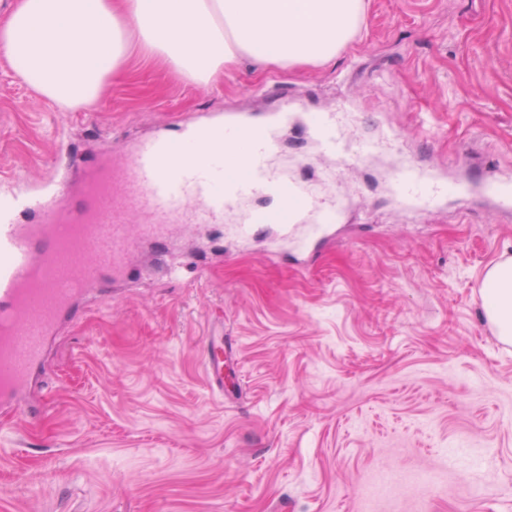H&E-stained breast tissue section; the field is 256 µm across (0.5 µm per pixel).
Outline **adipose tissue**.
Returning a JSON list of instances; mask_svg holds the SVG:
<instances>
[{"label":"adipose tissue","instance_id":"obj_1","mask_svg":"<svg viewBox=\"0 0 512 512\" xmlns=\"http://www.w3.org/2000/svg\"><path fill=\"white\" fill-rule=\"evenodd\" d=\"M364 0H17L0 22V57L61 108L94 106L134 57L207 85L243 60L325 64L354 40ZM484 310L512 341V258L486 273Z\"/></svg>","mask_w":512,"mask_h":512}]
</instances>
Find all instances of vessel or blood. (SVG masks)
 Listing matches in <instances>:
<instances>
[{"mask_svg": "<svg viewBox=\"0 0 512 512\" xmlns=\"http://www.w3.org/2000/svg\"><path fill=\"white\" fill-rule=\"evenodd\" d=\"M296 117L282 104L261 115L228 112L128 147L129 161L87 166L78 194L56 185L52 197L33 194L22 179L0 194V409L17 411L46 344L73 301L88 286L111 279L139 242H160L171 224H220L237 219L248 238L266 227L299 237L303 247L341 223L334 192L338 175L315 188L277 166V131ZM347 112L312 113L305 122L320 152L351 161L373 142L345 141ZM394 196L416 210L440 207L448 196L479 194L512 212V181H448L415 161L392 176ZM273 199L270 207L256 206ZM209 384L224 387V339L209 337L203 353Z\"/></svg>", "mask_w": 512, "mask_h": 512, "instance_id": "vessel-or-blood-1", "label": "vessel or blood"}]
</instances>
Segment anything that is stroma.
<instances>
[{
  "label": "stroma",
  "mask_w": 512,
  "mask_h": 512,
  "mask_svg": "<svg viewBox=\"0 0 512 512\" xmlns=\"http://www.w3.org/2000/svg\"><path fill=\"white\" fill-rule=\"evenodd\" d=\"M350 137L395 125L424 164L512 170V0H365L325 65L225 69L204 87L134 60L93 108L64 110L0 57V188L78 187L113 138L270 111L279 93ZM363 161L344 223L297 269L287 242L169 230L178 276L150 248L50 341L22 413L0 419V512H512V345L484 312L512 215L481 197L417 217ZM234 350L212 390L204 340ZM395 473L388 493L377 472Z\"/></svg>",
  "instance_id": "1"
}]
</instances>
